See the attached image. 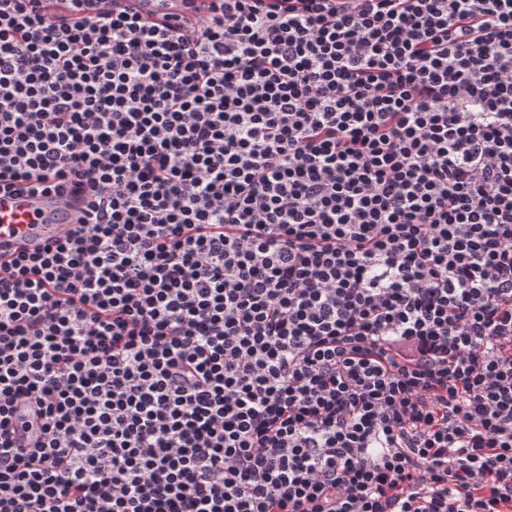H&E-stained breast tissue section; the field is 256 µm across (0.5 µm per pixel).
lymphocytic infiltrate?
Segmentation results:
<instances>
[{"mask_svg": "<svg viewBox=\"0 0 512 512\" xmlns=\"http://www.w3.org/2000/svg\"><path fill=\"white\" fill-rule=\"evenodd\" d=\"M0 0V512H512V0ZM130 4L148 19L162 15H175L180 19L193 20L210 4L209 0H131ZM185 4H192L187 8ZM81 216L73 200L51 190L45 194L13 192L0 195V246L11 251L20 245L30 250L49 244L63 224H78Z\"/></svg>", "mask_w": 512, "mask_h": 512, "instance_id": "obj_1", "label": "lymphocytic infiltrate"}]
</instances>
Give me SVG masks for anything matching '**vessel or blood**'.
<instances>
[{
	"mask_svg": "<svg viewBox=\"0 0 512 512\" xmlns=\"http://www.w3.org/2000/svg\"><path fill=\"white\" fill-rule=\"evenodd\" d=\"M131 4L148 19L167 14L191 20L207 8L209 0H131ZM79 216L73 200L53 191L0 196V248L44 247L59 227L77 223Z\"/></svg>",
	"mask_w": 512,
	"mask_h": 512,
	"instance_id": "b4317fda",
	"label": "vessel or blood"
}]
</instances>
